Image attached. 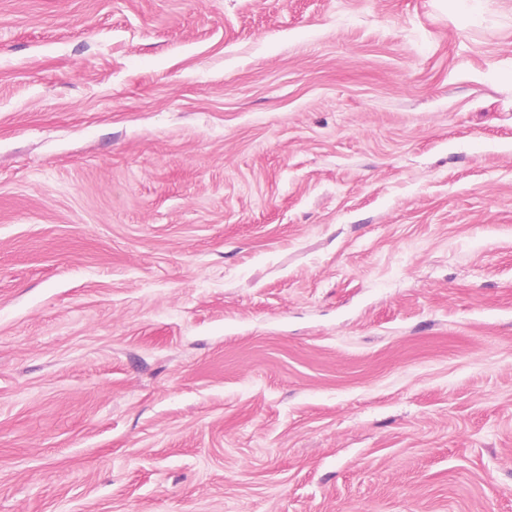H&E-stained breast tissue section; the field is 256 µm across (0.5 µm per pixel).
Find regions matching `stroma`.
Wrapping results in <instances>:
<instances>
[{"mask_svg": "<svg viewBox=\"0 0 512 512\" xmlns=\"http://www.w3.org/2000/svg\"><path fill=\"white\" fill-rule=\"evenodd\" d=\"M0 512H512V0H0Z\"/></svg>", "mask_w": 512, "mask_h": 512, "instance_id": "1", "label": "stroma"}]
</instances>
